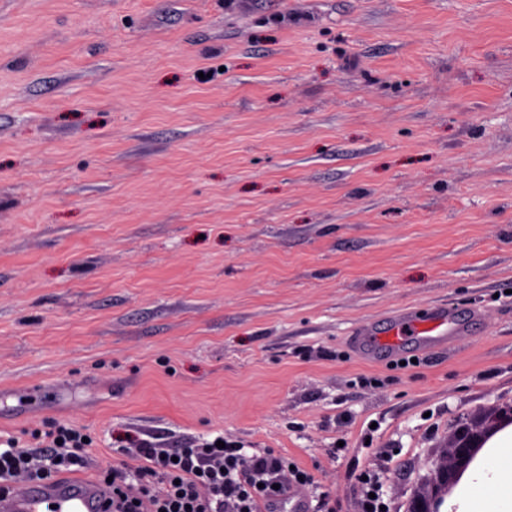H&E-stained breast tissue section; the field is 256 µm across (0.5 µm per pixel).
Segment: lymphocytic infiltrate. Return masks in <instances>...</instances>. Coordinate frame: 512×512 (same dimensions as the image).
Instances as JSON below:
<instances>
[{
	"mask_svg": "<svg viewBox=\"0 0 512 512\" xmlns=\"http://www.w3.org/2000/svg\"><path fill=\"white\" fill-rule=\"evenodd\" d=\"M33 445L17 438L0 443V491L18 475L28 481L54 478L82 465L90 439L80 429L51 423L35 433ZM136 467L112 465V512H278L289 489L310 485V475L271 452L247 457L234 440L204 441L190 448H162L136 440Z\"/></svg>",
	"mask_w": 512,
	"mask_h": 512,
	"instance_id": "obj_1",
	"label": "lymphocytic infiltrate"
}]
</instances>
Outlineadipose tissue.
Segmentation results:
<instances>
[{
	"label": "adipose tissue",
	"mask_w": 512,
	"mask_h": 512,
	"mask_svg": "<svg viewBox=\"0 0 512 512\" xmlns=\"http://www.w3.org/2000/svg\"><path fill=\"white\" fill-rule=\"evenodd\" d=\"M449 512H512V432L502 434Z\"/></svg>",
	"instance_id": "ef3b65f1"
}]
</instances>
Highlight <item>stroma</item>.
I'll list each match as a JSON object with an SVG mask.
<instances>
[{"instance_id":"1","label":"stroma","mask_w":512,"mask_h":512,"mask_svg":"<svg viewBox=\"0 0 512 512\" xmlns=\"http://www.w3.org/2000/svg\"><path fill=\"white\" fill-rule=\"evenodd\" d=\"M511 403L512 0H0V437L79 427L95 481L224 434L407 512ZM455 313V308L448 304L435 307L425 317L414 315L412 310H401L390 318L383 332H378L374 323L362 324L354 337V345L364 359L372 358L370 349H378L389 357L398 356L404 352L408 338L423 351L446 347L454 336L466 334L465 326Z\"/></svg>"}]
</instances>
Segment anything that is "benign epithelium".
Listing matches in <instances>:
<instances>
[{
	"instance_id": "7a95c632",
	"label": "benign epithelium",
	"mask_w": 512,
	"mask_h": 512,
	"mask_svg": "<svg viewBox=\"0 0 512 512\" xmlns=\"http://www.w3.org/2000/svg\"><path fill=\"white\" fill-rule=\"evenodd\" d=\"M511 424L512 405H509L475 425H461L451 451L435 472L430 489L414 501L411 512H440L445 496L474 467L487 441Z\"/></svg>"
}]
</instances>
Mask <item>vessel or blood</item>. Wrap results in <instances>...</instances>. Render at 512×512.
I'll return each mask as SVG.
<instances>
[{"label": "vessel or blood", "instance_id": "1", "mask_svg": "<svg viewBox=\"0 0 512 512\" xmlns=\"http://www.w3.org/2000/svg\"><path fill=\"white\" fill-rule=\"evenodd\" d=\"M466 329L453 306L443 304L427 316L402 310L389 320L385 331L375 324H362L354 338L361 358H370L372 350L388 356L404 352L407 340H414L418 349L445 347L454 337L465 335ZM0 512H112L111 487L92 481L54 479L29 483L24 489H11L0 496Z\"/></svg>", "mask_w": 512, "mask_h": 512}]
</instances>
